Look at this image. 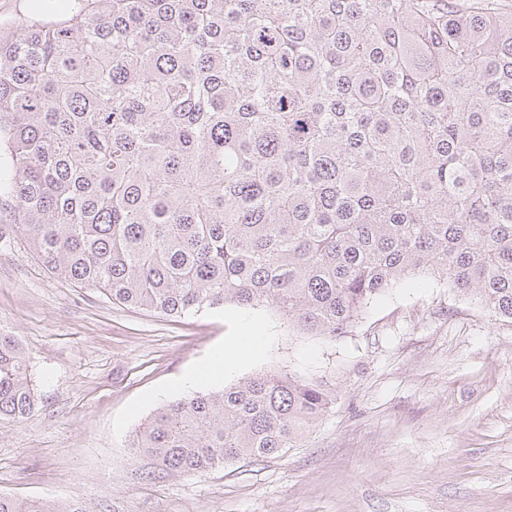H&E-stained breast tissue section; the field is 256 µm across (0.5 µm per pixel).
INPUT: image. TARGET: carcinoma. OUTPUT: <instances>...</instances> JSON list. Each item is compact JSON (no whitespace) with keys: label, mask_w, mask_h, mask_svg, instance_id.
<instances>
[{"label":"carcinoma","mask_w":512,"mask_h":512,"mask_svg":"<svg viewBox=\"0 0 512 512\" xmlns=\"http://www.w3.org/2000/svg\"><path fill=\"white\" fill-rule=\"evenodd\" d=\"M3 182L58 277L168 317L268 307L335 339L425 274L512 324V12L494 0H78L0 38ZM334 386L257 374L128 447L203 474L285 454ZM36 393L0 332V422ZM0 512H84L0 494Z\"/></svg>","instance_id":"1"}]
</instances>
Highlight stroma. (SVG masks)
Segmentation results:
<instances>
[{
  "mask_svg": "<svg viewBox=\"0 0 512 512\" xmlns=\"http://www.w3.org/2000/svg\"><path fill=\"white\" fill-rule=\"evenodd\" d=\"M74 0H0V36ZM0 193V331L18 336L37 406L0 426V494L85 512H512V325L433 277L373 300L348 336L288 331L233 304L149 315L58 278ZM223 350L225 383L292 372L336 387L288 453L201 475L133 456L130 435Z\"/></svg>",
  "mask_w": 512,
  "mask_h": 512,
  "instance_id": "35a3bbf8",
  "label": "stroma"
}]
</instances>
